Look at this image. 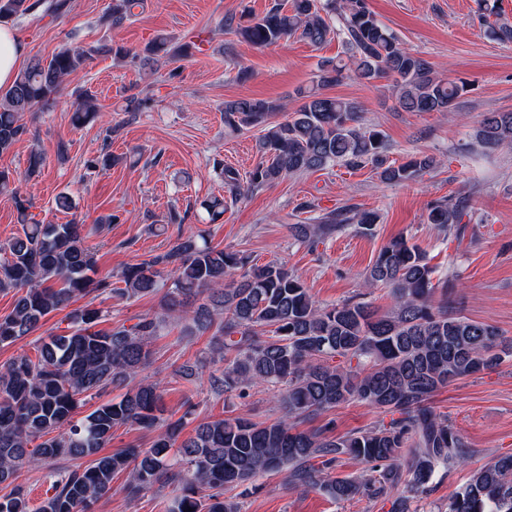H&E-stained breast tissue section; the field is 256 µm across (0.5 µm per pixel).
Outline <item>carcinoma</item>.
<instances>
[{
	"instance_id": "cac0c4a2",
	"label": "carcinoma",
	"mask_w": 512,
	"mask_h": 512,
	"mask_svg": "<svg viewBox=\"0 0 512 512\" xmlns=\"http://www.w3.org/2000/svg\"><path fill=\"white\" fill-rule=\"evenodd\" d=\"M39 7L55 13L63 4L0 0V19ZM137 7H144V0H112L101 23L119 27ZM224 32L260 48L292 37L319 45L334 32L348 50L346 60L320 62L312 85L296 90L300 105L292 112L266 99L224 102L225 131L261 129L260 158L245 177L221 167L224 185L236 199L337 162L370 164L388 184L413 180L436 165L425 153L399 164L387 162L385 136L362 123L360 104L325 93L346 78L392 80L405 112H458L467 93V82L439 78L428 58L409 51L379 23L367 0L276 2L261 17L224 18ZM194 47L160 34L139 52L115 43L66 46L46 61H32L0 96V154L28 133L22 114L50 108L64 80L93 56L137 58L146 69L163 58H187ZM97 117L93 98L84 96L75 124ZM474 140L483 149L512 146V112L485 113ZM14 183L12 173L0 169V192L12 194L21 224V233L0 244V292H15L11 312L0 316L1 345L31 334L78 296L162 294L163 314L108 332L95 329L101 310L76 308L69 313V331L48 336L36 358L20 356L0 366V484H12L24 469H53L52 494L38 512H90L112 493L121 473L127 474L121 490L130 499L176 486L168 512H241L232 491L283 472L294 490H322L338 502L357 496L383 500L390 503L389 512H415L413 503L429 493L435 472L467 458L468 444L430 400L456 380L497 368L503 355L512 353V340L492 325L436 303V295L448 296L455 284L436 276L422 250L406 238L383 246L364 279L369 290H388L394 308L387 313L365 302L323 306L284 265L253 264L239 251L212 246L203 233L127 266L120 275L124 287L114 288L93 278L95 259L84 245L83 225L32 222L19 192L11 188ZM463 216L459 205L442 200L430 205L427 221L446 230L462 223ZM377 221L372 211L349 209L288 229L312 246L348 223L371 234ZM172 315L190 318L198 331L221 316L220 335L211 346L221 366L210 375L211 385L240 397L254 387H272L280 416L263 422L211 418L186 438L181 437L184 418L159 423L161 382L141 373L150 362L153 338ZM109 386H121L125 393L75 418L87 398ZM350 401L393 418L339 437L331 435L328 423L298 429L299 422ZM126 426L160 432L147 448L99 454ZM346 457L364 465L361 474L333 475ZM83 459L84 466H58ZM0 512H30L29 502L17 490L0 496ZM437 512H512V455L473 471Z\"/></svg>"
}]
</instances>
